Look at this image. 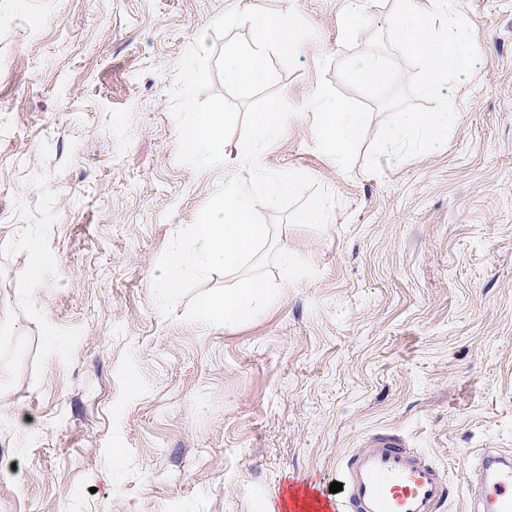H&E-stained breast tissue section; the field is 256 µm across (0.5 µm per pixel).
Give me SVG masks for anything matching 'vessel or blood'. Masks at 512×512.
I'll return each mask as SVG.
<instances>
[{"label": "vessel or blood", "instance_id": "1", "mask_svg": "<svg viewBox=\"0 0 512 512\" xmlns=\"http://www.w3.org/2000/svg\"><path fill=\"white\" fill-rule=\"evenodd\" d=\"M343 489L326 498L314 489L288 496V512H440L450 484L433 460L396 433H373L337 470ZM471 512H512V456L483 449L466 474Z\"/></svg>", "mask_w": 512, "mask_h": 512}]
</instances>
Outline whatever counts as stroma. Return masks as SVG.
I'll use <instances>...</instances> for the list:
<instances>
[{
  "mask_svg": "<svg viewBox=\"0 0 512 512\" xmlns=\"http://www.w3.org/2000/svg\"><path fill=\"white\" fill-rule=\"evenodd\" d=\"M480 47L448 89L445 147L342 170L305 104L385 31L395 0H0V512H281L294 480L328 491L377 431L404 435L468 512L464 464L512 454V0H454ZM314 28L274 86L299 115L261 155L338 199L323 229L258 211L314 277L233 327L172 316L153 281L172 237L238 171L244 109L217 75L229 10ZM220 110L224 159L181 147ZM42 251L28 279L30 243Z\"/></svg>",
  "mask_w": 512,
  "mask_h": 512,
  "instance_id": "stroma-1",
  "label": "stroma"
}]
</instances>
